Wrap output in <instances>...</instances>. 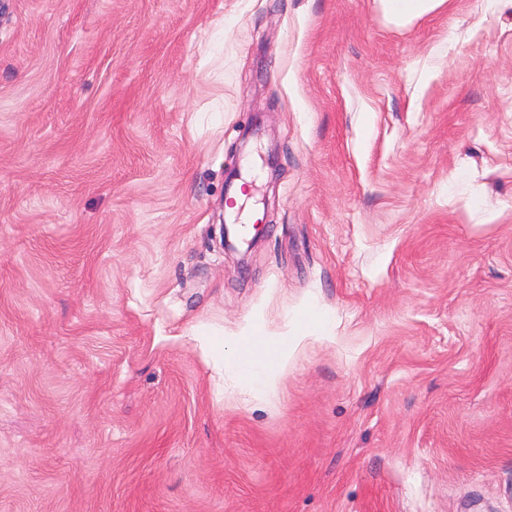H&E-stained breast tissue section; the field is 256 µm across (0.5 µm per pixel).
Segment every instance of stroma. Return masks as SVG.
Listing matches in <instances>:
<instances>
[{
	"label": "stroma",
	"mask_w": 512,
	"mask_h": 512,
	"mask_svg": "<svg viewBox=\"0 0 512 512\" xmlns=\"http://www.w3.org/2000/svg\"><path fill=\"white\" fill-rule=\"evenodd\" d=\"M0 512H512V0H0ZM385 14L398 22L420 18L446 3V0H381ZM258 329L252 325L243 336L239 337V345L243 351L238 356H231L227 365L238 372L247 381L257 387H267L271 373L281 368L288 352V339L277 336L281 349L274 346L264 336H258ZM259 347L261 351H255Z\"/></svg>",
	"instance_id": "35a3bbf8"
}]
</instances>
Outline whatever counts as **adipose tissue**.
Returning a JSON list of instances; mask_svg holds the SVG:
<instances>
[{
	"mask_svg": "<svg viewBox=\"0 0 512 512\" xmlns=\"http://www.w3.org/2000/svg\"><path fill=\"white\" fill-rule=\"evenodd\" d=\"M243 351L232 358L230 366L247 381L257 387L268 386L271 374L281 368L287 355V337H280L278 343H271L259 336L257 328H249L240 336Z\"/></svg>",
	"mask_w": 512,
	"mask_h": 512,
	"instance_id": "adipose-tissue-1",
	"label": "adipose tissue"
}]
</instances>
